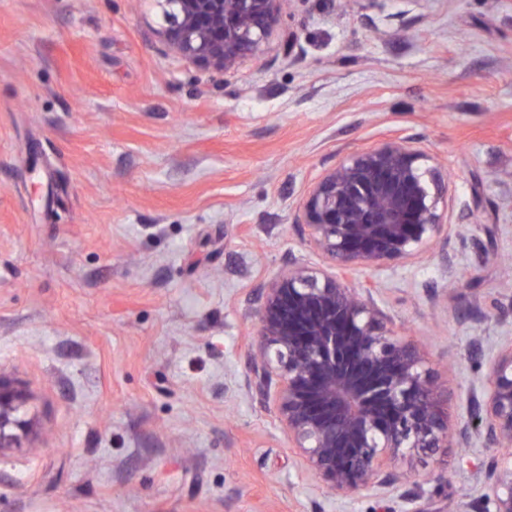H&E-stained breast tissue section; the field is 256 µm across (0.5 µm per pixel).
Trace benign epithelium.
Segmentation results:
<instances>
[{"label":"benign epithelium","mask_w":512,"mask_h":512,"mask_svg":"<svg viewBox=\"0 0 512 512\" xmlns=\"http://www.w3.org/2000/svg\"><path fill=\"white\" fill-rule=\"evenodd\" d=\"M168 54L225 75L283 26L296 0H154ZM448 172L409 141L389 138L342 156L309 188L301 223L331 262L292 264L266 288L258 311L261 389L274 386L278 422L303 470L343 497L383 494L387 460L402 448L482 441L487 512H512V346L493 360L456 427L424 352L397 336L375 303L369 274L428 252L450 233L440 203ZM363 277L358 286L356 277ZM26 392L0 375V455L31 426Z\"/></svg>","instance_id":"obj_1"}]
</instances>
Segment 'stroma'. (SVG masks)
I'll list each match as a JSON object with an SVG mask.
<instances>
[{
	"mask_svg": "<svg viewBox=\"0 0 512 512\" xmlns=\"http://www.w3.org/2000/svg\"><path fill=\"white\" fill-rule=\"evenodd\" d=\"M151 0H0V375L30 394L0 512H482L481 445L401 449L383 497L300 472L252 361L264 288L324 266L308 186L392 135L467 239L374 273L467 412L512 344V0H297L226 75Z\"/></svg>",
	"mask_w": 512,
	"mask_h": 512,
	"instance_id": "1",
	"label": "stroma"
}]
</instances>
